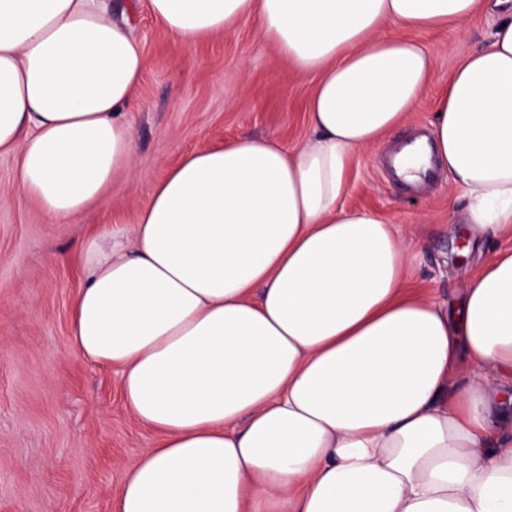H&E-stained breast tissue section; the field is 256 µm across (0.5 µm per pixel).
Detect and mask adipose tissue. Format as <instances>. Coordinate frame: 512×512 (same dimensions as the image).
Masks as SVG:
<instances>
[{
	"label": "adipose tissue",
	"instance_id": "adipose-tissue-1",
	"mask_svg": "<svg viewBox=\"0 0 512 512\" xmlns=\"http://www.w3.org/2000/svg\"><path fill=\"white\" fill-rule=\"evenodd\" d=\"M192 44L257 19L314 76L313 135L187 152L132 227L86 238L72 346L120 369L157 431L115 512H512V249L454 303L413 293L398 225L346 208L357 151L428 87L432 56L384 25L463 24L499 8L448 77L428 137L395 156L442 168L461 234L512 236V0H145ZM147 61L112 0H0V155L9 190L59 221L84 212L136 144Z\"/></svg>",
	"mask_w": 512,
	"mask_h": 512
}]
</instances>
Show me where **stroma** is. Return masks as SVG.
<instances>
[{
	"label": "stroma",
	"mask_w": 512,
	"mask_h": 512,
	"mask_svg": "<svg viewBox=\"0 0 512 512\" xmlns=\"http://www.w3.org/2000/svg\"><path fill=\"white\" fill-rule=\"evenodd\" d=\"M131 21L147 67L129 107L137 165L118 175L88 210L60 224L31 198L0 201V512H113L127 468L157 435L127 411L117 369L85 362L70 347L74 305L84 282L77 244L129 226L154 184L184 153L244 135L296 146L311 134L312 77L298 74L254 21L192 46L177 43L147 11ZM495 15L463 26L397 29L434 58L430 87L412 112L350 170L347 207L400 225L420 264L410 288L452 302L501 237L463 254L454 232L467 204L432 170L414 187L394 176L389 155L427 133L448 75L486 44Z\"/></svg>",
	"instance_id": "stroma-1"
}]
</instances>
